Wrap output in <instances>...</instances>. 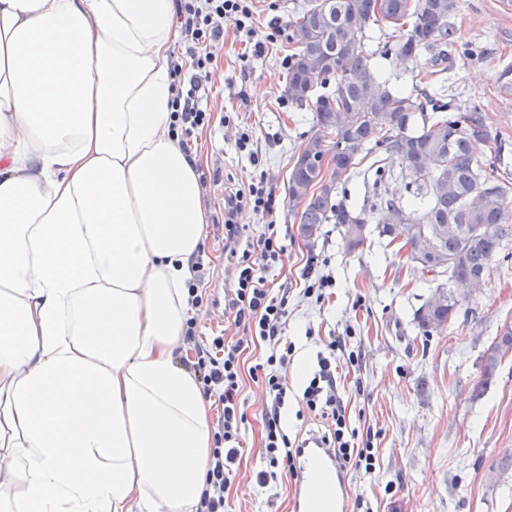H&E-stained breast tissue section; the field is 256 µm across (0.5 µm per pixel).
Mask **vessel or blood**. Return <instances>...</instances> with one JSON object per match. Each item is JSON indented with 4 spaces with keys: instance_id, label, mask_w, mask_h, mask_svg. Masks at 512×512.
<instances>
[{
    "instance_id": "1",
    "label": "vessel or blood",
    "mask_w": 512,
    "mask_h": 512,
    "mask_svg": "<svg viewBox=\"0 0 512 512\" xmlns=\"http://www.w3.org/2000/svg\"><path fill=\"white\" fill-rule=\"evenodd\" d=\"M293 464L292 512H349L347 470L318 435L302 440Z\"/></svg>"
}]
</instances>
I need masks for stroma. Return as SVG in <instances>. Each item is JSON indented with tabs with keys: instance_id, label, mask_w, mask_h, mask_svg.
<instances>
[{
	"instance_id": "1",
	"label": "stroma",
	"mask_w": 512,
	"mask_h": 512,
	"mask_svg": "<svg viewBox=\"0 0 512 512\" xmlns=\"http://www.w3.org/2000/svg\"><path fill=\"white\" fill-rule=\"evenodd\" d=\"M304 3L255 0L256 37L228 23L213 49L210 124L188 140L209 215L197 256L204 265L199 333L242 334L227 299L232 266L224 255L225 199L265 179L275 201L274 231L287 246L266 277L271 287L288 291L285 334L295 344L286 372L289 434L322 429L320 418L303 413L302 393L318 369L317 353L331 337H344L336 354L338 390L361 428L379 433L376 472L350 473L352 495L370 499L375 512H512V351L491 380H484L481 364L500 329L512 326V258H495L481 288L459 289L456 316L443 333L428 337L413 314L441 276L375 233L353 251L333 224L322 225L313 239L300 237L288 176L315 113L289 101L284 60L295 50L288 24ZM452 23L446 61L392 57L382 63L384 76L462 109L478 106L490 134L512 141V95L502 91L512 82V0H458ZM247 130L252 141L242 151L236 140ZM315 255L329 257L326 272L334 281L320 303L303 294L307 260ZM241 397L247 420L229 510L291 512L290 484L272 500L255 481L264 466L262 383L244 379Z\"/></svg>"
}]
</instances>
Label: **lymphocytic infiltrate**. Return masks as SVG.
Masks as SVG:
<instances>
[{
    "mask_svg": "<svg viewBox=\"0 0 512 512\" xmlns=\"http://www.w3.org/2000/svg\"><path fill=\"white\" fill-rule=\"evenodd\" d=\"M177 15L181 30L190 44L193 74L186 91L177 92L173 102L172 133L188 139L196 128L208 125L209 113L201 106L200 91L204 72L212 60L210 50L224 35L225 23L237 29L251 30V0H179ZM224 250L235 269L230 305L236 311L235 321L244 334L237 340L214 337L210 346L197 347L194 372L206 396L217 397L223 407L215 434V446L196 512H224L231 489L233 466L240 454L241 427L246 412L239 402L243 376L262 380L267 400L262 409L263 437L261 447L266 459L264 470L256 474L259 486L271 490L293 475V457L300 446L299 438L290 436L282 419L287 409V386L283 375L294 347L284 338L288 319V294L273 291L263 277V270L277 266L287 248L274 235L262 233L254 248L239 250V225L231 219L224 224ZM262 344L267 353L254 366H246L242 355L249 345ZM341 339H332L324 353L318 354V370L303 391L309 411L326 423L322 440L331 448L344 467L369 476L376 471L373 431L359 432L352 426L347 408L339 395L332 360L341 349Z\"/></svg>",
    "mask_w": 512,
    "mask_h": 512,
    "instance_id": "lymphocytic-infiltrate-1",
    "label": "lymphocytic infiltrate"
}]
</instances>
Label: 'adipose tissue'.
<instances>
[{
	"label": "adipose tissue",
	"mask_w": 512,
	"mask_h": 512,
	"mask_svg": "<svg viewBox=\"0 0 512 512\" xmlns=\"http://www.w3.org/2000/svg\"><path fill=\"white\" fill-rule=\"evenodd\" d=\"M176 0H0V512H195L177 358L208 214L170 134Z\"/></svg>",
	"instance_id": "adipose-tissue-1"
}]
</instances>
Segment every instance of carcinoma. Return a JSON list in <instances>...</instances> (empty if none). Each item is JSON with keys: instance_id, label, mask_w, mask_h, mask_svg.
Listing matches in <instances>:
<instances>
[{"instance_id": "1", "label": "carcinoma", "mask_w": 512, "mask_h": 512, "mask_svg": "<svg viewBox=\"0 0 512 512\" xmlns=\"http://www.w3.org/2000/svg\"><path fill=\"white\" fill-rule=\"evenodd\" d=\"M456 7L457 0H308L290 22L288 42L297 52L288 59L287 86L309 93H290L288 99L299 106L312 102L315 112L314 132L301 154L322 147L335 162L330 184L323 186L315 182L313 166L298 159L293 164L288 198L302 207L299 233L306 238L323 224H336L346 234L354 224L374 223L393 242L404 236L411 260L419 244L430 242L420 265L438 268L450 281L489 272L512 236L508 143L490 136L477 107L462 111L429 93L399 88L382 78L377 60L402 57L408 48L444 58ZM371 25L400 35L374 50L365 33ZM330 85V93L316 94ZM474 139L491 143L492 162L473 155ZM372 154L382 162L390 156L401 162L411 199L405 202L389 189L382 165L370 205L353 209L338 199L340 185ZM395 224L404 225L402 232ZM440 291L441 303L415 315L426 336L442 332L459 306L447 286ZM504 347H512L511 326L489 348L485 379L493 376Z\"/></svg>"}]
</instances>
